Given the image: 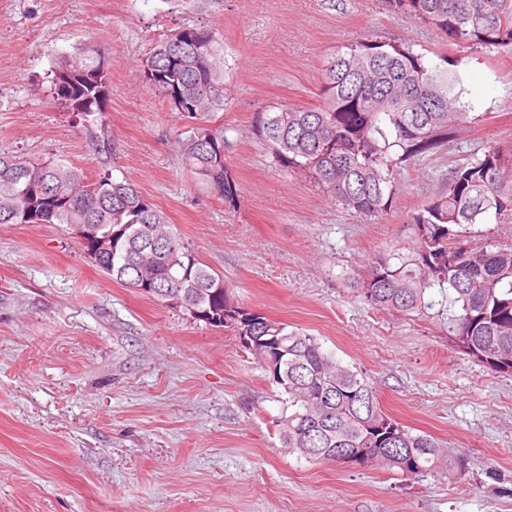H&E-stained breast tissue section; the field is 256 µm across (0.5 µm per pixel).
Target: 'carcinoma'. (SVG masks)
<instances>
[{
  "mask_svg": "<svg viewBox=\"0 0 512 512\" xmlns=\"http://www.w3.org/2000/svg\"><path fill=\"white\" fill-rule=\"evenodd\" d=\"M461 48L512 51V0H387ZM150 86L196 125L178 141L189 170L235 208L238 188L227 164L222 36L184 25L157 42L143 63ZM57 95L81 114L100 112L107 79L100 50L83 48L55 70ZM471 90L453 61L429 64L404 44L365 35L331 55L313 108L283 106L260 118L256 135L274 164L305 175L327 197L372 219L392 207L401 170L448 143L470 118ZM512 154L488 148L456 166L412 218L411 241L393 244L358 288L377 311L439 325L459 352L512 376V246L473 247L462 228L512 216ZM0 224H98L115 253L93 265L129 286L146 257L157 290L181 285L204 296L184 308L209 326L234 331L281 396L275 420L283 447L312 462H336L344 448L366 451L362 467L401 480L463 479L465 458L431 435L385 413L365 373L326 352L318 339L241 306L224 277L200 262L166 215L137 187L107 174L91 180L64 160L0 152ZM147 224L157 240L130 238Z\"/></svg>",
  "mask_w": 512,
  "mask_h": 512,
  "instance_id": "cac0c4a2",
  "label": "carcinoma"
}]
</instances>
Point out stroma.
Masks as SVG:
<instances>
[{
	"instance_id": "obj_1",
	"label": "stroma",
	"mask_w": 512,
	"mask_h": 512,
	"mask_svg": "<svg viewBox=\"0 0 512 512\" xmlns=\"http://www.w3.org/2000/svg\"><path fill=\"white\" fill-rule=\"evenodd\" d=\"M195 23L223 37L215 123L232 144L234 209L185 166L190 123L143 73L156 41ZM366 34L432 63L464 58L474 101L368 221L254 135L262 113L318 105L324 60ZM86 46L102 50L109 90L88 116L53 83ZM491 147L512 151V53L459 48L384 0H0V150L135 183L247 309L366 372L387 414L468 468L462 482L404 483L297 458L274 433L278 392L232 331L112 281L64 225L0 224V512H512V376L348 285L442 174Z\"/></svg>"
}]
</instances>
